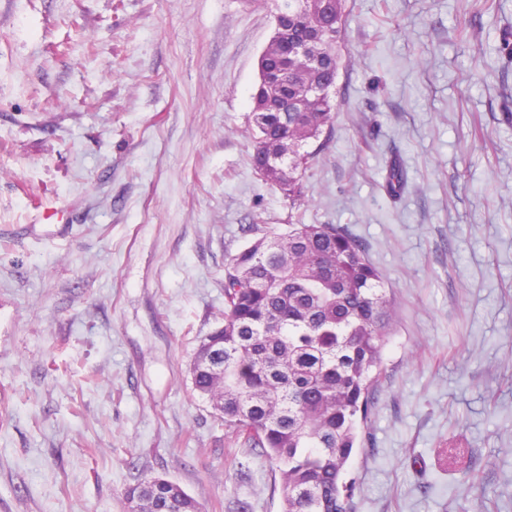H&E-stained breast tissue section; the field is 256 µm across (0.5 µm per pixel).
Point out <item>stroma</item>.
<instances>
[{
  "label": "stroma",
  "instance_id": "stroma-1",
  "mask_svg": "<svg viewBox=\"0 0 512 512\" xmlns=\"http://www.w3.org/2000/svg\"><path fill=\"white\" fill-rule=\"evenodd\" d=\"M277 5L0 0V512H127L158 475L203 512H280L188 366L228 256L290 217L346 227L399 315L354 512H512V0H346L293 210L247 132Z\"/></svg>",
  "mask_w": 512,
  "mask_h": 512
}]
</instances>
